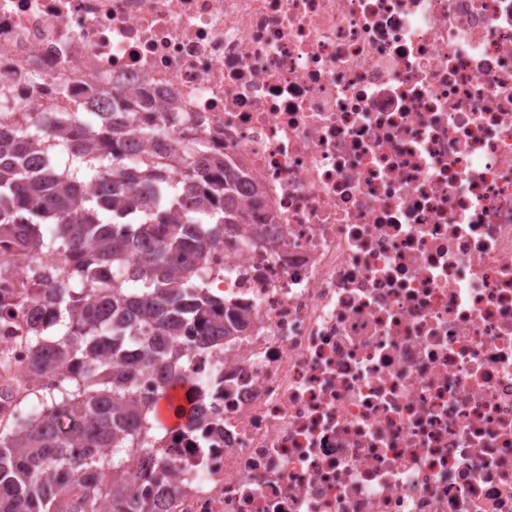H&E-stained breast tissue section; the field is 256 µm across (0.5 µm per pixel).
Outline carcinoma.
Here are the masks:
<instances>
[{
	"label": "carcinoma",
	"instance_id": "1",
	"mask_svg": "<svg viewBox=\"0 0 512 512\" xmlns=\"http://www.w3.org/2000/svg\"><path fill=\"white\" fill-rule=\"evenodd\" d=\"M15 132L0 123V244L12 265L44 283L29 303L52 307L47 327L28 339L34 385L8 422L0 421V512H155L134 480L147 461L158 403L182 376L181 332L224 345L238 314L205 291L212 250L248 212L234 196L247 181L230 161L197 144L170 156L171 180L149 160L129 156L128 109L72 112ZM45 253L60 267L36 264ZM160 371L153 401L137 388L142 369Z\"/></svg>",
	"mask_w": 512,
	"mask_h": 512
}]
</instances>
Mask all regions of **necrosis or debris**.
Masks as SVG:
<instances>
[{
	"label": "necrosis or debris",
	"instance_id": "necrosis-or-debris-1",
	"mask_svg": "<svg viewBox=\"0 0 512 512\" xmlns=\"http://www.w3.org/2000/svg\"><path fill=\"white\" fill-rule=\"evenodd\" d=\"M175 112L247 171L158 512H512V0H0V115ZM0 319V419L32 382Z\"/></svg>",
	"mask_w": 512,
	"mask_h": 512
}]
</instances>
